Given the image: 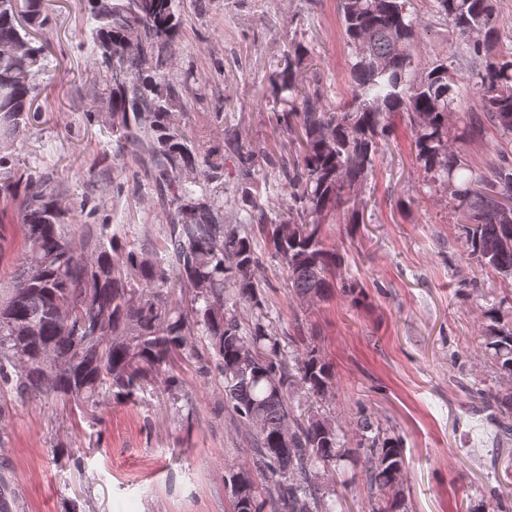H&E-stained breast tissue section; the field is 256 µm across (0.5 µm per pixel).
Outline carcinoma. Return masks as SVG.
<instances>
[{"mask_svg":"<svg viewBox=\"0 0 512 512\" xmlns=\"http://www.w3.org/2000/svg\"><path fill=\"white\" fill-rule=\"evenodd\" d=\"M87 2L112 142L119 153L133 146L143 157L168 224L150 250L109 233L108 224H84L77 236L59 181L15 164L12 150L39 96L47 52L40 35L51 17L45 0H0V196L18 201L24 241L18 273L0 297V388L20 400L55 398L68 414L97 424L103 396L134 404L154 380L173 397L182 387L179 367L192 364L222 387L224 406L245 432L249 466L228 473L229 482L239 480L233 512H334L330 485L352 440L364 458L360 480L378 493L372 512H408L401 440L363 406L349 427L319 415L337 385L335 367L306 344L299 320L288 335L296 350L284 349L257 271L263 255L278 259L300 300H322L337 286L354 292L322 220L364 183L392 136V117L405 113L419 169L461 189L452 200L478 271L512 279V248L500 247L512 240V222L500 218L512 205V53L499 48L505 21L493 0H435L471 61L479 114L468 136L486 125L500 135L486 173L465 162L450 137V115L461 108L452 56L415 62L423 28L411 0H339L349 43L364 47L354 55L351 99L342 107L317 106L320 90L302 76L310 56L302 43L284 50L273 103L286 106L282 119L300 157L293 166L232 130L224 131V153L205 152L173 122L180 93L168 76L181 0ZM133 30L140 41L130 55L124 41ZM274 169L288 185L283 211L236 184L265 180ZM229 192L236 224L224 223L215 207V197ZM478 344L508 382L475 407L499 448L512 441V323L498 308L481 313ZM296 390L307 396L303 410L291 406ZM482 512H512V488L493 491Z\"/></svg>","mask_w":512,"mask_h":512,"instance_id":"cac0c4a2","label":"carcinoma"}]
</instances>
